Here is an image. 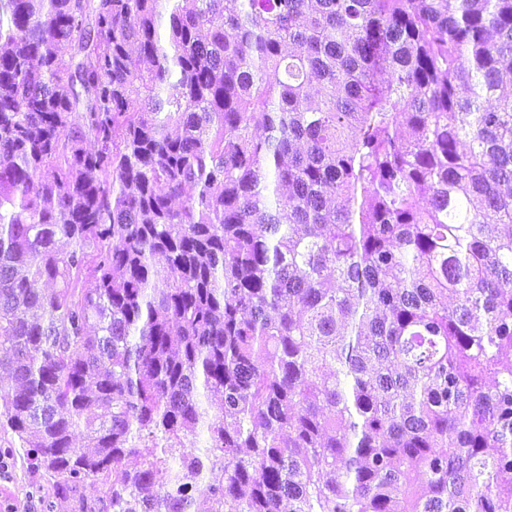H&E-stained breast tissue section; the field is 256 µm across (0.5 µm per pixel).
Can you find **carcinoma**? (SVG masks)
Listing matches in <instances>:
<instances>
[{"label": "carcinoma", "mask_w": 512, "mask_h": 512, "mask_svg": "<svg viewBox=\"0 0 512 512\" xmlns=\"http://www.w3.org/2000/svg\"><path fill=\"white\" fill-rule=\"evenodd\" d=\"M506 84L512 0H0V428L99 512H512Z\"/></svg>", "instance_id": "obj_1"}]
</instances>
